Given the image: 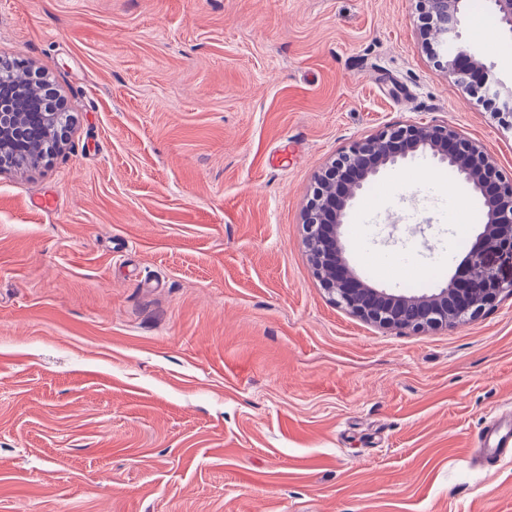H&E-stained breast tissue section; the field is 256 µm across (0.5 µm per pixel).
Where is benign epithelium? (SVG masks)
Listing matches in <instances>:
<instances>
[{
    "label": "benign epithelium",
    "mask_w": 512,
    "mask_h": 512,
    "mask_svg": "<svg viewBox=\"0 0 512 512\" xmlns=\"http://www.w3.org/2000/svg\"><path fill=\"white\" fill-rule=\"evenodd\" d=\"M420 36L442 68L469 94L512 116V87L503 85L462 42L467 0H420ZM500 28L512 37V0H490ZM25 100L0 92V168L13 167L10 148L25 135L20 114ZM432 157L448 164L483 198L486 222L456 272L442 288L422 294L379 289L349 265L340 227L356 192L380 169L400 160ZM305 246L323 287L337 305L383 330L424 332L446 329L477 316L504 292H512L490 264L493 253H512V178L504 177L479 141L451 125L417 122L386 127L353 143L318 175L303 215Z\"/></svg>",
    "instance_id": "benign-epithelium-1"
}]
</instances>
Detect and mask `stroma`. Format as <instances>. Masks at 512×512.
Returning <instances> with one entry per match:
<instances>
[{"instance_id":"35a3bbf8","label":"stroma","mask_w":512,"mask_h":512,"mask_svg":"<svg viewBox=\"0 0 512 512\" xmlns=\"http://www.w3.org/2000/svg\"><path fill=\"white\" fill-rule=\"evenodd\" d=\"M418 0H0V58L43 73L60 152L0 173V512H512V296L378 329L315 276V176L385 126L449 124L512 177V117L422 47ZM465 44L512 87V37ZM426 159L342 228L360 277L413 236L426 290L481 230ZM397 222L390 231L389 222Z\"/></svg>"}]
</instances>
